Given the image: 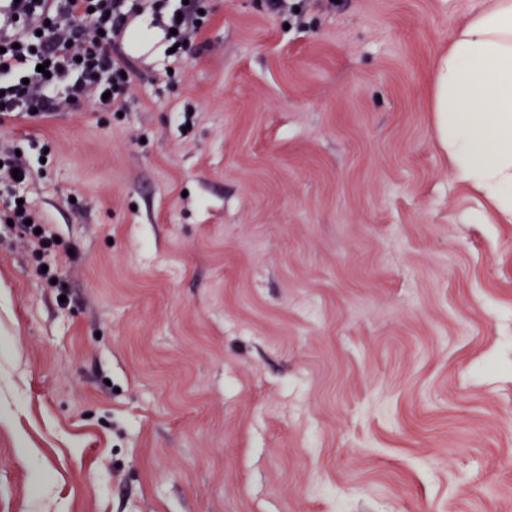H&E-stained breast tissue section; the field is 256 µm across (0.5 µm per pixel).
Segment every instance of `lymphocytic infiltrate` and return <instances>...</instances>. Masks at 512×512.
<instances>
[{"instance_id":"lymphocytic-infiltrate-1","label":"lymphocytic infiltrate","mask_w":512,"mask_h":512,"mask_svg":"<svg viewBox=\"0 0 512 512\" xmlns=\"http://www.w3.org/2000/svg\"><path fill=\"white\" fill-rule=\"evenodd\" d=\"M150 2L182 57L201 30L207 0ZM134 10V0H0V123L56 111L60 84L70 103L95 95L106 109L125 111L131 65L119 41ZM42 63L47 72H38Z\"/></svg>"}]
</instances>
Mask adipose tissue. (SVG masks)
Segmentation results:
<instances>
[{
	"label": "adipose tissue",
	"mask_w": 512,
	"mask_h": 512,
	"mask_svg": "<svg viewBox=\"0 0 512 512\" xmlns=\"http://www.w3.org/2000/svg\"><path fill=\"white\" fill-rule=\"evenodd\" d=\"M433 81L455 178L512 223V0H493L462 22Z\"/></svg>",
	"instance_id": "ef3b65f1"
}]
</instances>
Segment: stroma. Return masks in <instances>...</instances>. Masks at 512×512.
I'll return each mask as SVG.
<instances>
[{"instance_id": "obj_1", "label": "stroma", "mask_w": 512, "mask_h": 512, "mask_svg": "<svg viewBox=\"0 0 512 512\" xmlns=\"http://www.w3.org/2000/svg\"><path fill=\"white\" fill-rule=\"evenodd\" d=\"M151 11L124 114L0 127V512H512V224L433 67L474 0ZM54 278L36 276L40 266ZM0 161H2V167H0V186L2 184L6 186L11 183H19L26 180L29 170L22 157L16 155V150L13 146L2 142L0 143ZM14 168L19 169L18 177H22V180L13 178L12 170ZM9 208L12 212V216L9 217L8 219L13 220V224H25V221L29 222V220H32V223L26 226L32 229L35 243L40 247L49 246L51 237L46 236L44 218L39 212L27 206L25 201L21 206H18V200L16 199L13 201ZM36 228H41L42 233L35 234Z\"/></svg>"}]
</instances>
